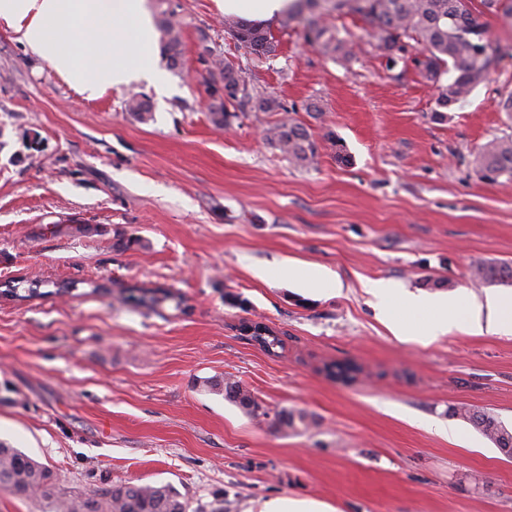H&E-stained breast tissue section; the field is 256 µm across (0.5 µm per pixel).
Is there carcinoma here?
<instances>
[{
    "label": "carcinoma",
    "instance_id": "carcinoma-1",
    "mask_svg": "<svg viewBox=\"0 0 512 512\" xmlns=\"http://www.w3.org/2000/svg\"><path fill=\"white\" fill-rule=\"evenodd\" d=\"M321 0H292L284 12L282 25L293 22L303 25L306 40L324 56L348 62L353 57L350 38L341 34L334 25L326 23L317 14ZM348 8L361 15L370 25V34L383 51L401 41L403 46L414 43L421 59L417 64L422 75L438 88L433 117L442 120L446 112L466 100L473 90L484 82L501 49L487 35L481 17L501 14L512 18V0H336V9ZM159 44L171 67L180 64L182 34L160 11L157 22ZM224 32L239 45L250 50L256 59L277 56V41L269 28L239 20L224 21ZM222 80V93L213 97L210 116L212 124L223 128L238 117L249 105L267 111H284L286 107L277 99L265 95L249 85L241 69L231 61L211 57ZM125 111L142 122L152 119L149 102L129 95L124 102ZM267 143L288 157L300 168L316 163L318 146L307 126L294 119H283L267 128ZM481 177L492 184L512 181V135L494 137L484 143L475 157ZM483 283H512V263H481L473 271ZM130 299L138 305L155 309L173 301L175 307L183 301L166 288H137ZM251 338L270 352L280 344L272 331L260 324L253 326ZM212 387L224 393V399L257 416L266 415L249 390L237 381H216ZM449 415L469 423L475 430L491 440L499 451L512 452V429L507 428L495 415L472 407H453ZM311 417L303 410L282 409L275 413L274 424L296 432L305 429ZM11 493L32 497L42 504V512H188V502L167 485L154 486L128 482L116 487L102 486L88 496H74L63 492L51 471L18 448L0 442V487Z\"/></svg>",
    "mask_w": 512,
    "mask_h": 512
}]
</instances>
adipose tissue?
Returning <instances> with one entry per match:
<instances>
[{
    "instance_id": "1",
    "label": "adipose tissue",
    "mask_w": 512,
    "mask_h": 512,
    "mask_svg": "<svg viewBox=\"0 0 512 512\" xmlns=\"http://www.w3.org/2000/svg\"><path fill=\"white\" fill-rule=\"evenodd\" d=\"M0 20L50 68L87 96L143 77L163 86L155 66L153 29L144 0H0ZM377 316L400 343L427 345L458 329L473 335L512 334V293L448 299L416 296L385 280L368 282ZM423 312V326L398 317L393 300Z\"/></svg>"
}]
</instances>
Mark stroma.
I'll use <instances>...</instances> for the list:
<instances>
[{
	"label": "stroma",
	"mask_w": 512,
	"mask_h": 512,
	"mask_svg": "<svg viewBox=\"0 0 512 512\" xmlns=\"http://www.w3.org/2000/svg\"><path fill=\"white\" fill-rule=\"evenodd\" d=\"M146 6L153 17L168 9L182 31L177 68L155 57L163 92L139 81L87 98L0 22V283L25 277L39 290L0 297V441L64 491L168 485L191 512H259L281 497L335 512H512V458L448 415L466 405L512 428V334L404 345L363 288L512 292L472 275L483 261L512 262V182L487 184L474 163L486 141L512 135L500 107L512 92V20L488 16L507 57L436 121L438 90L417 49L389 65L361 16L332 0L325 20L355 43L346 66L276 17L278 52L265 61L225 34L217 0ZM201 29L310 127L315 167L263 141L280 113L255 108L215 128L221 79L201 57ZM131 91L152 120L125 112ZM121 236L141 243L116 250ZM284 260L324 268L341 293L256 277ZM92 281L107 293H91ZM60 282L76 288L53 295ZM133 286L170 289L184 305L138 306ZM252 322L278 336L274 353L244 334ZM332 362L356 365L355 378L328 377ZM216 378L242 383L263 415L209 391ZM283 409L314 422L279 430L271 416ZM448 420L456 438L435 431Z\"/></svg>",
	"instance_id": "obj_1"
}]
</instances>
